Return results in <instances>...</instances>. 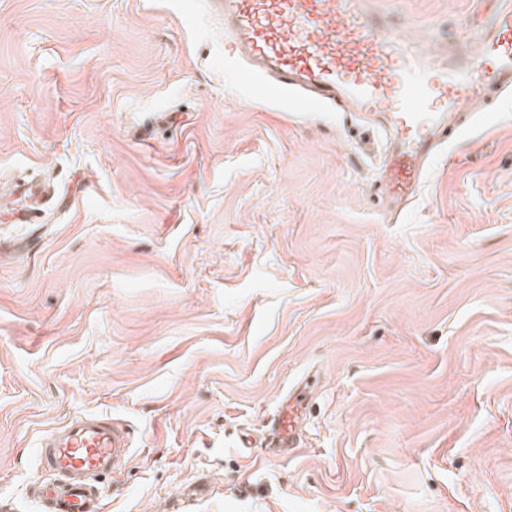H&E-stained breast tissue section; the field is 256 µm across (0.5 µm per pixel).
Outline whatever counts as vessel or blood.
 Here are the masks:
<instances>
[{
  "label": "vessel or blood",
  "instance_id": "obj_1",
  "mask_svg": "<svg viewBox=\"0 0 512 512\" xmlns=\"http://www.w3.org/2000/svg\"><path fill=\"white\" fill-rule=\"evenodd\" d=\"M232 44L228 57L253 98L289 102L302 111L333 106L371 112L392 144L382 163L381 192L398 202L414 197L450 128V120L489 91L512 88V0H495L488 24L457 22L461 43L477 42L459 60L415 48L398 54L403 38L391 21L368 13L363 0H213ZM41 186L21 190L19 211L34 217ZM303 393L278 405L265 438L288 456L300 442ZM56 481L49 512H101L93 477L131 459L124 429L103 416L68 422L39 447Z\"/></svg>",
  "mask_w": 512,
  "mask_h": 512
}]
</instances>
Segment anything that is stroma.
I'll list each match as a JSON object with an SVG mask.
<instances>
[{"label": "stroma", "mask_w": 512, "mask_h": 512, "mask_svg": "<svg viewBox=\"0 0 512 512\" xmlns=\"http://www.w3.org/2000/svg\"><path fill=\"white\" fill-rule=\"evenodd\" d=\"M457 50L481 0H367ZM208 0H0V504L90 414L132 459L103 512H512V95L455 117L416 198L369 115L245 98ZM316 378L299 449L263 442ZM44 195L45 189H42L39 185L30 186L21 190L19 184H15L14 189L8 196V199L15 198L13 201H18L24 204L23 208L18 211L17 215L21 216L25 221H28L29 224H33L31 218L35 216V213L38 210V204L42 201Z\"/></svg>", "instance_id": "stroma-1"}]
</instances>
